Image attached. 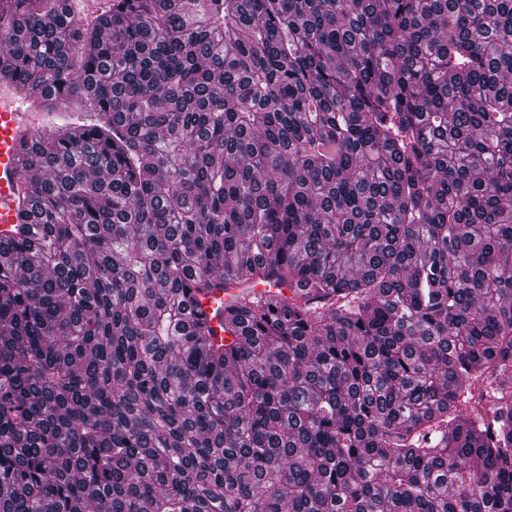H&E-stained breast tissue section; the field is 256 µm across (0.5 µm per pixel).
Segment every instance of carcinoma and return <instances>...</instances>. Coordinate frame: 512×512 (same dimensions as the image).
Masks as SVG:
<instances>
[{
    "label": "carcinoma",
    "instance_id": "obj_1",
    "mask_svg": "<svg viewBox=\"0 0 512 512\" xmlns=\"http://www.w3.org/2000/svg\"><path fill=\"white\" fill-rule=\"evenodd\" d=\"M2 51L95 119L0 242V512H512V0H12Z\"/></svg>",
    "mask_w": 512,
    "mask_h": 512
}]
</instances>
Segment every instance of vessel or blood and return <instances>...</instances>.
Segmentation results:
<instances>
[{"label": "vessel or blood", "mask_w": 512, "mask_h": 512, "mask_svg": "<svg viewBox=\"0 0 512 512\" xmlns=\"http://www.w3.org/2000/svg\"><path fill=\"white\" fill-rule=\"evenodd\" d=\"M46 125L45 113L35 110L17 83L0 82V237L28 217L20 163L31 135Z\"/></svg>", "instance_id": "obj_1"}]
</instances>
